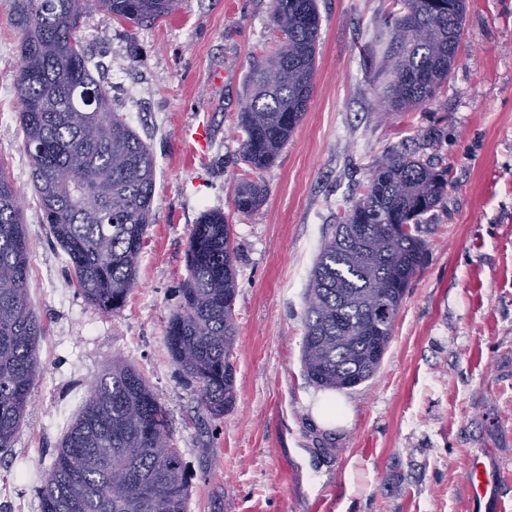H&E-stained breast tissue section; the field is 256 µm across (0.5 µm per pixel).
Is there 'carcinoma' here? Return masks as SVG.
<instances>
[{
  "mask_svg": "<svg viewBox=\"0 0 512 512\" xmlns=\"http://www.w3.org/2000/svg\"><path fill=\"white\" fill-rule=\"evenodd\" d=\"M400 12L378 22L391 110L432 100L461 47L465 0H398ZM178 0H12L22 62L16 80L24 149L42 222L67 257L87 302L120 308L137 287L139 258L152 214L155 163L149 147L116 112L102 77L93 75L78 36L82 16L99 11L134 25L172 13ZM280 44L258 63L239 114L242 160L254 173L272 166L300 124L314 89L320 15L317 0H272ZM70 168L71 184L56 180ZM453 188L411 152L379 159L363 196L325 239L311 270L303 314L301 367L308 384L350 389L371 379L392 340L394 321L426 250L419 217ZM266 185L244 178L234 211L250 216ZM19 197L0 168V453L13 447L40 372L41 325L28 303L31 242ZM180 304L165 343L185 377L198 385V410L224 418L235 399L232 351L237 335L236 252L230 224L209 211L186 248ZM167 449L163 457L154 452ZM40 512H187L185 466L171 444L168 412L145 379L120 359L96 380L64 435Z\"/></svg>",
  "mask_w": 512,
  "mask_h": 512,
  "instance_id": "cac0c4a2",
  "label": "carcinoma"
}]
</instances>
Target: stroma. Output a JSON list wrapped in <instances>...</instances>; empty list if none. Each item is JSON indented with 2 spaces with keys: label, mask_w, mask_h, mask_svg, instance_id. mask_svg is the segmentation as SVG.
Wrapping results in <instances>:
<instances>
[{
  "label": "stroma",
  "mask_w": 512,
  "mask_h": 512,
  "mask_svg": "<svg viewBox=\"0 0 512 512\" xmlns=\"http://www.w3.org/2000/svg\"><path fill=\"white\" fill-rule=\"evenodd\" d=\"M317 5L314 91L248 218L232 205L246 171L237 116L261 54L276 45L271 0H179L170 16L139 26L83 16L90 65L105 70L113 111L156 163L138 285L106 313L72 284L42 222L18 114L17 35L10 0H0V163L21 200L29 300L43 326L28 416L0 467L9 512H38L60 440L116 358L169 413L188 512H471L464 461L477 450L512 512V0H466L447 83L433 101L392 113L368 51L394 0ZM391 150L448 169L455 187L420 226L426 258L379 370L339 392L350 423L324 429L311 416L321 392L300 362L309 277L322 241ZM207 211L224 212L237 251L235 402L220 420L198 410L196 385L164 339L188 239Z\"/></svg>",
  "instance_id": "1"
}]
</instances>
